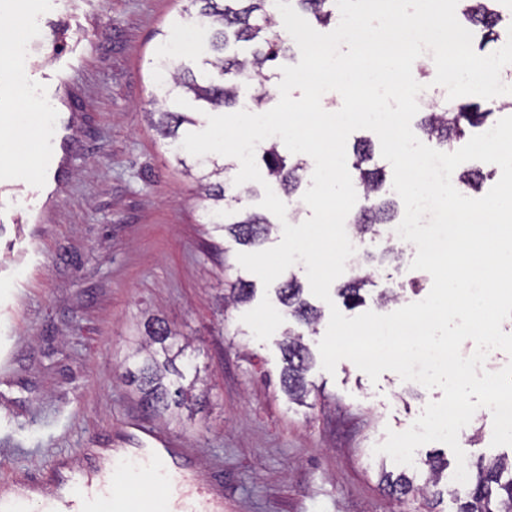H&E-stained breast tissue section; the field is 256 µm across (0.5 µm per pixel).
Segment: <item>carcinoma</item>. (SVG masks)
Wrapping results in <instances>:
<instances>
[{
    "instance_id": "cac0c4a2",
    "label": "carcinoma",
    "mask_w": 512,
    "mask_h": 512,
    "mask_svg": "<svg viewBox=\"0 0 512 512\" xmlns=\"http://www.w3.org/2000/svg\"><path fill=\"white\" fill-rule=\"evenodd\" d=\"M191 4H202L192 16L195 24L210 32V55L201 60L200 72L196 73L177 59L158 57L153 72L156 87L163 104L174 96H188L204 102L208 109L219 112L237 104L239 85L237 77L251 74L258 83L255 99L262 101L269 95L266 81L269 64L286 56L290 47L286 39L274 30L276 14L271 0H188ZM294 9L313 16L325 23L336 10L335 0H291ZM471 21L486 33L491 34L500 22L497 11L488 7V0H477V5L469 7ZM235 40L254 43L248 56H226L224 48L228 36ZM157 129L166 139L177 138L178 130L184 123L196 121L180 112H170L164 108L156 111ZM490 116L480 111L474 103L453 102L441 110L425 113L421 129L438 147L449 151L455 141L465 137L467 132L483 125ZM371 152L368 145L356 148L352 167L357 171L356 183L361 189L366 205L352 220L353 233L359 237L377 234L379 226L391 220V208L386 203L376 201V194L382 186V174L378 167H368ZM262 161L267 170L269 184L291 196L298 189L302 174L308 168V161L302 157L293 162L278 151L276 141L263 148ZM211 171L197 177L199 196L207 201L210 214L209 223L216 229L224 230L235 240L246 246L259 247L272 232L273 224L253 212L233 210V204L241 202V195H249L250 188H244L234 196L226 195L221 182L211 178L224 174L226 166L214 161ZM371 280L370 275L355 273L340 288V295L347 306L353 308L364 302L363 287ZM254 292L253 284L239 280L233 288L230 303L248 301ZM278 300L294 317L307 327L315 328L321 318L320 311L303 297V289L294 277L276 288ZM286 367L282 384L288 396L300 400L308 393L305 372L310 363V352L303 336L289 329L283 331L279 343ZM189 344L177 342L176 333L162 320L155 318L145 326V339L138 344L132 358L136 371H127L128 377L138 383L142 405L158 413H164L175 406L191 407L201 403L197 395L185 388L183 381L197 377V367L186 363L178 369L175 361L185 357ZM427 477L422 485H416L406 475L396 478L385 476L387 489L391 494L405 495L412 490L425 492L436 485L439 479L440 464L428 459L424 462ZM456 512H512V457L498 456L493 460L476 464V473L464 499L458 500Z\"/></svg>"
}]
</instances>
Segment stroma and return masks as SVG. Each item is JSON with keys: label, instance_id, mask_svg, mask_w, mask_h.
Wrapping results in <instances>:
<instances>
[{"label": "stroma", "instance_id": "stroma-1", "mask_svg": "<svg viewBox=\"0 0 512 512\" xmlns=\"http://www.w3.org/2000/svg\"><path fill=\"white\" fill-rule=\"evenodd\" d=\"M23 5L28 55L0 59V74L33 73L31 101L16 129L0 134V159L30 184L39 175L44 117L39 83L55 81V111L71 115L58 170L60 193L38 224L14 191L0 193L19 221L0 234V487L56 490L60 468L89 462L136 417L181 436L201 476L220 468L224 512H456L466 486L454 479L453 451L432 442L401 468L374 448L387 430H407L442 398L391 371L371 381L351 361L334 373L313 359L304 404L288 400L277 338L257 340L225 304L237 279L253 280L242 245L207 221L193 177L148 123L156 53L182 0H11ZM368 242L371 285L361 309L331 289L345 316L387 314L424 299L432 278ZM397 293L380 304L381 292ZM189 340L207 395L195 412H146L136 385L122 381L126 359L148 317ZM492 416L459 436L467 464L512 455L492 446ZM447 461L437 495H392L382 471L424 480L425 460Z\"/></svg>", "mask_w": 512, "mask_h": 512}]
</instances>
